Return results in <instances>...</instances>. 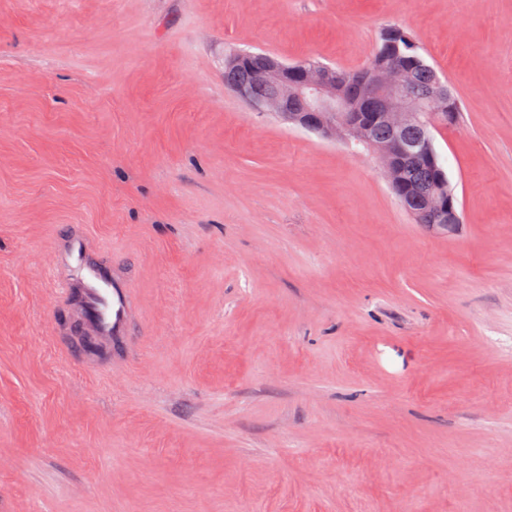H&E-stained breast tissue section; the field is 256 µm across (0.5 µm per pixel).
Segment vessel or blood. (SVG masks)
<instances>
[{
	"label": "vessel or blood",
	"instance_id": "b4317fda",
	"mask_svg": "<svg viewBox=\"0 0 512 512\" xmlns=\"http://www.w3.org/2000/svg\"><path fill=\"white\" fill-rule=\"evenodd\" d=\"M96 251L85 225L77 224L58 244L56 261L71 273L62 288L78 291L77 317L84 331L111 341L112 367L119 370L136 318L134 294L128 272L102 265Z\"/></svg>",
	"mask_w": 512,
	"mask_h": 512
}]
</instances>
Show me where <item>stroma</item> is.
I'll return each instance as SVG.
<instances>
[{
	"label": "stroma",
	"mask_w": 512,
	"mask_h": 512,
	"mask_svg": "<svg viewBox=\"0 0 512 512\" xmlns=\"http://www.w3.org/2000/svg\"><path fill=\"white\" fill-rule=\"evenodd\" d=\"M389 26L459 105L448 230L224 84ZM75 224L137 290L120 372L69 335ZM0 512H512V0H0Z\"/></svg>",
	"instance_id": "stroma-1"
}]
</instances>
